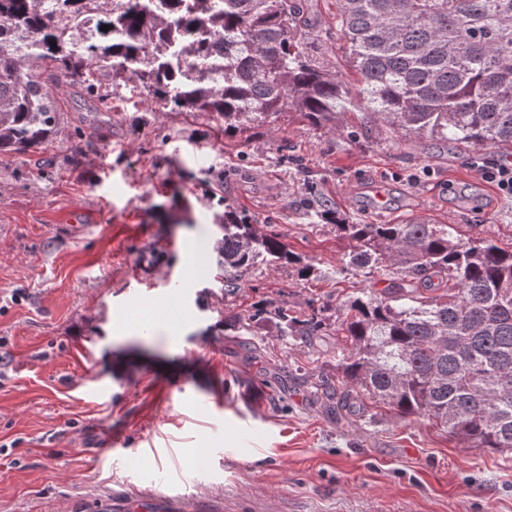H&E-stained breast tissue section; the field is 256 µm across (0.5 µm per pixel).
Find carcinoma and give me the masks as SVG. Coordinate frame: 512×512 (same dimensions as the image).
<instances>
[{
	"instance_id": "obj_1",
	"label": "carcinoma",
	"mask_w": 512,
	"mask_h": 512,
	"mask_svg": "<svg viewBox=\"0 0 512 512\" xmlns=\"http://www.w3.org/2000/svg\"><path fill=\"white\" fill-rule=\"evenodd\" d=\"M305 0H0V155L35 151L58 132L47 74L64 71L91 99L118 78L181 112L279 129L288 114L339 132L355 113L370 139L436 138L512 151V0H336V40L348 70L312 54ZM109 29L104 31L102 26ZM317 213L347 241V266L368 286L344 301L336 371L309 397L354 415L355 392L397 416L424 418L470 448L512 454V249L454 224L408 218L353 224L322 201ZM217 242L224 291L261 259L306 280L315 265L254 217L224 204ZM324 302L300 319L255 309L279 333L310 344L330 324Z\"/></svg>"
}]
</instances>
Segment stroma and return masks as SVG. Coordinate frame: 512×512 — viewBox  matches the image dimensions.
Segmentation results:
<instances>
[{"label":"stroma","instance_id":"obj_1","mask_svg":"<svg viewBox=\"0 0 512 512\" xmlns=\"http://www.w3.org/2000/svg\"><path fill=\"white\" fill-rule=\"evenodd\" d=\"M308 11L317 57L342 64L336 0ZM52 86L57 134L0 155V512H96L103 497L168 512L184 495L206 512H512L511 458L371 401L346 421L311 403L300 375H335V336L292 344L258 323L259 367L224 324L268 301L301 316L361 287L346 241L302 205L309 184L360 224L421 217L512 246V197L470 150L364 142L294 114L279 131L228 136L128 93L86 108L63 73ZM228 201L314 276L258 262L224 295L214 257ZM164 270L185 279L184 298Z\"/></svg>","mask_w":512,"mask_h":512}]
</instances>
